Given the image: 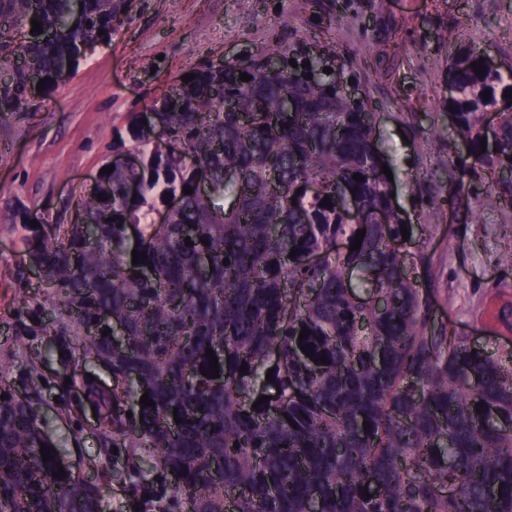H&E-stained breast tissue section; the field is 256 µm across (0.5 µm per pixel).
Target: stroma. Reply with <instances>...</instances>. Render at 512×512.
I'll return each mask as SVG.
<instances>
[{
  "label": "stroma",
  "mask_w": 512,
  "mask_h": 512,
  "mask_svg": "<svg viewBox=\"0 0 512 512\" xmlns=\"http://www.w3.org/2000/svg\"><path fill=\"white\" fill-rule=\"evenodd\" d=\"M112 36L64 82L0 134V363L32 398L45 432L81 474L104 480L105 512H133L116 479L124 452L100 448V427L80 389L62 387L64 366L39 308L42 284L21 278L26 216L53 227L74 220L81 198L113 158L126 116L148 109L183 75L298 40L329 41L347 56L376 112V138L391 164L395 201L436 274L435 324L492 352L512 349V269L500 263L512 241V211L481 204L475 223H451L429 188L455 177L458 143L448 125L443 30L512 69V0H120Z\"/></svg>",
  "instance_id": "35a3bbf8"
}]
</instances>
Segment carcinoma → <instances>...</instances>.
Wrapping results in <instances>:
<instances>
[{"instance_id": "obj_1", "label": "carcinoma", "mask_w": 512, "mask_h": 512, "mask_svg": "<svg viewBox=\"0 0 512 512\" xmlns=\"http://www.w3.org/2000/svg\"><path fill=\"white\" fill-rule=\"evenodd\" d=\"M119 8L118 0H0V18L10 19L0 24V65L21 52L48 90L109 37ZM33 19L43 33H30ZM481 57L461 44L448 59L457 95L444 106L470 149L456 155V169L512 210V181L501 178L512 169V113L498 126V152L480 148L484 114L512 89V72L479 76L470 63ZM243 72L250 81L238 80ZM353 80L348 58L326 46L312 55L303 41L244 69H199L180 85L187 105L155 113L168 141L128 116L112 146L144 160L102 174L82 201L81 223L60 224L51 238L26 226L22 242L48 288L54 335L78 337L83 356L114 376L135 374L110 388L87 379L83 393L103 422L100 446L126 450L140 512H310L313 504L319 512H512V351L496 357L431 327V292L411 274L435 275L422 251L392 245L408 227L401 213L388 212L382 225L354 223L355 210L368 217L390 207L392 182L371 100L339 92ZM215 81L221 96L210 92ZM284 91L299 104L292 116L282 111ZM30 106L27 73L16 68L0 81V128ZM229 168L246 183L224 180ZM309 184L319 191L307 194ZM350 189L352 211L340 198ZM430 193L454 208L456 223L474 222L478 192L434 185ZM175 194L181 208L171 223H153V199ZM326 196L331 203L320 205ZM134 249L145 264L132 263ZM356 270L368 274L365 297L354 291ZM308 345L310 358L300 350ZM145 393L155 407L139 404ZM1 394L0 508L103 512L101 483L69 469L54 478L63 450L10 386L1 383ZM260 395L270 400L256 406ZM42 445L52 448L47 462Z\"/></svg>"}]
</instances>
